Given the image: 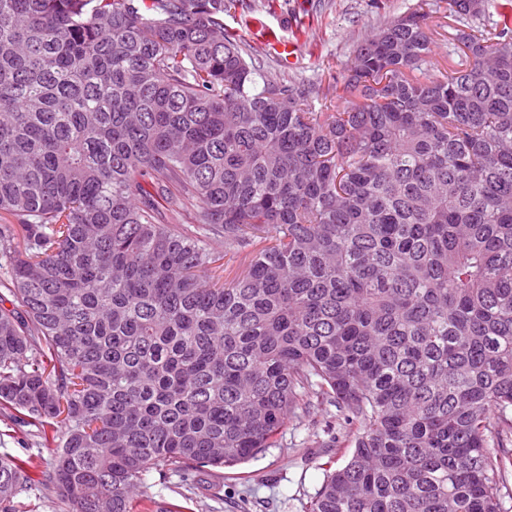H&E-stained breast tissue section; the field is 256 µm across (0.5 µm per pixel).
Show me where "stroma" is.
Instances as JSON below:
<instances>
[{
  "instance_id": "1",
  "label": "stroma",
  "mask_w": 512,
  "mask_h": 512,
  "mask_svg": "<svg viewBox=\"0 0 512 512\" xmlns=\"http://www.w3.org/2000/svg\"><path fill=\"white\" fill-rule=\"evenodd\" d=\"M418 0H244L225 16L224 27L262 53L264 80L319 81L335 85L347 73L356 45L380 22L408 11ZM298 44L295 63L280 60L272 41ZM336 409L326 405L291 418L283 444L263 449L249 461L228 468L154 471L145 492L135 497L136 512H155L164 503L178 512H305L326 470L350 459V442L330 431ZM57 451L55 442L30 435L0 415V456L26 461L32 486L15 500V512H69L43 483Z\"/></svg>"
}]
</instances>
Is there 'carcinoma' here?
Returning <instances> with one entry per match:
<instances>
[{
  "label": "carcinoma",
  "instance_id": "cac0c4a2",
  "mask_svg": "<svg viewBox=\"0 0 512 512\" xmlns=\"http://www.w3.org/2000/svg\"><path fill=\"white\" fill-rule=\"evenodd\" d=\"M240 2L0 0V407L60 438L72 512H133L150 472L243 463L323 404L354 451L309 512H502L512 26L422 3L323 112L320 83L256 89ZM30 482L0 458V512ZM445 35V38L438 35L433 37L431 60L438 69L448 70L451 73L460 68L462 56L454 42L449 40L450 35L446 33Z\"/></svg>",
  "mask_w": 512,
  "mask_h": 512
}]
</instances>
